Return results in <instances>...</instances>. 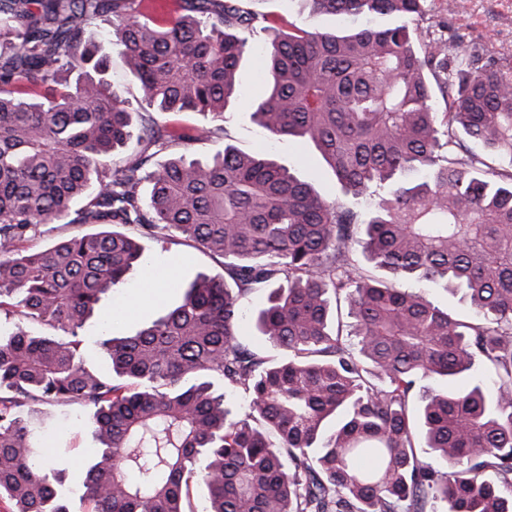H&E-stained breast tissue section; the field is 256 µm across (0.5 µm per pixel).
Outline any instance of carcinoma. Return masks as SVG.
<instances>
[{"label":"carcinoma","instance_id":"1","mask_svg":"<svg viewBox=\"0 0 512 512\" xmlns=\"http://www.w3.org/2000/svg\"><path fill=\"white\" fill-rule=\"evenodd\" d=\"M390 16L345 35L238 0H0V500L71 512L37 440L90 411L86 512H512V69L454 34L418 35L423 0H307ZM108 25L102 43L88 29ZM246 32L264 36L252 120L312 143L349 201L264 151L207 160L178 145L224 130ZM125 59L154 112L133 123L107 78ZM442 98L446 111L436 110ZM193 112V133L157 113ZM480 143L508 170L468 151ZM136 158L112 167V153ZM101 226L31 252L41 224ZM176 233L224 258L135 334L84 326L145 261L133 232ZM281 352L237 339L240 300ZM461 292L475 318L430 299ZM348 304L349 344L334 307ZM61 331L39 336L25 324Z\"/></svg>","mask_w":512,"mask_h":512}]
</instances>
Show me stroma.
Returning a JSON list of instances; mask_svg holds the SVG:
<instances>
[{
	"label": "stroma",
	"instance_id": "35a3bbf8",
	"mask_svg": "<svg viewBox=\"0 0 512 512\" xmlns=\"http://www.w3.org/2000/svg\"><path fill=\"white\" fill-rule=\"evenodd\" d=\"M242 4L244 8L295 22L306 29L342 32L353 25L348 18L310 13L304 0H242ZM424 9L425 14L418 22L422 31L434 33L441 25H452L464 35L466 45L483 47L502 65L512 64V0H425ZM263 71L262 53H247L239 67L238 103L225 113V136L194 143L190 148L192 156L211 157L223 151L228 141L245 152L264 149L271 159L311 184L322 196H340L339 183L315 148L285 137L268 139L250 120L246 108L264 90ZM141 244L151 263L160 267L174 266V279L156 298L142 301L138 308L132 309L129 301L140 298L144 287L142 268H134L124 285L102 301L103 310L115 315L111 332L116 337L133 334L177 305L185 288L198 274L216 278L224 275L223 258L202 252L180 237L145 238ZM95 446L88 427V414L83 410L58 416L44 435L42 452L65 468L74 512H82L84 508L82 463Z\"/></svg>",
	"mask_w": 512,
	"mask_h": 512
}]
</instances>
